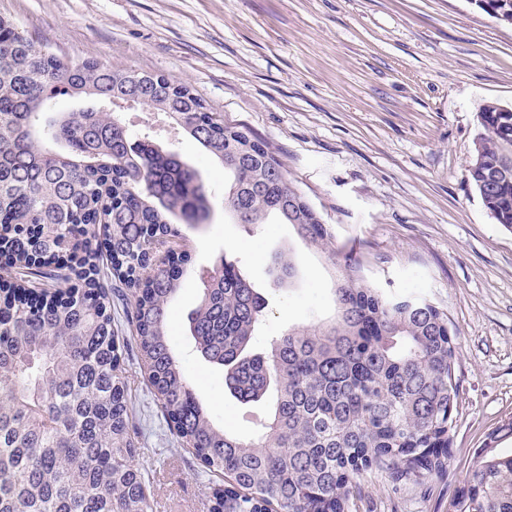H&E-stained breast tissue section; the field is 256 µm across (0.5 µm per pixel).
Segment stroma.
I'll return each mask as SVG.
<instances>
[{"instance_id": "1", "label": "stroma", "mask_w": 512, "mask_h": 512, "mask_svg": "<svg viewBox=\"0 0 512 512\" xmlns=\"http://www.w3.org/2000/svg\"><path fill=\"white\" fill-rule=\"evenodd\" d=\"M0 16L65 58L190 87L226 124L267 142L365 278L447 312L460 382L448 471L422 487L366 473L352 512H448L487 434L512 418V231L467 172L478 112L512 103V26L470 0H0ZM116 109L133 136L151 133L208 190L207 223L182 227L192 271L169 305V331L215 423L251 437L270 400L237 399L189 334L210 272L232 261L265 298L251 346L260 353L288 328L333 315L332 265L291 225L234 223L222 166L160 113ZM286 251L295 275L278 285L272 263ZM119 338L153 512H209L219 479L177 446L130 328Z\"/></svg>"}]
</instances>
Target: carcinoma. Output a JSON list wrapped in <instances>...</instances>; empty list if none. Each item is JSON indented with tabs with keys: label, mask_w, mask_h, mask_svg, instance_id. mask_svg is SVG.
Instances as JSON below:
<instances>
[{
	"label": "carcinoma",
	"mask_w": 512,
	"mask_h": 512,
	"mask_svg": "<svg viewBox=\"0 0 512 512\" xmlns=\"http://www.w3.org/2000/svg\"><path fill=\"white\" fill-rule=\"evenodd\" d=\"M512 23V0H474ZM62 91L93 105L47 122ZM136 98L198 142L232 179L225 205L239 224L270 216L328 253L335 314L291 328L249 355L265 315L235 264L210 274L190 318L197 349L225 368L243 402L273 396L245 441L216 426L170 345L169 303L188 274L182 224L210 214L197 171L150 136L131 142L106 100ZM469 181L512 229V108L483 105ZM333 234L285 177L267 144L224 124L190 88L149 74L65 60L0 16V512H151L134 464L123 351L110 290L130 292L132 328L151 393L182 447L224 476L212 512H351L358 479L383 471L423 485L448 471L459 381L448 314L385 293L336 256ZM282 254L276 279L292 276ZM54 280L47 294L30 277ZM512 418L488 433L449 512H512Z\"/></svg>",
	"instance_id": "carcinoma-1"
}]
</instances>
